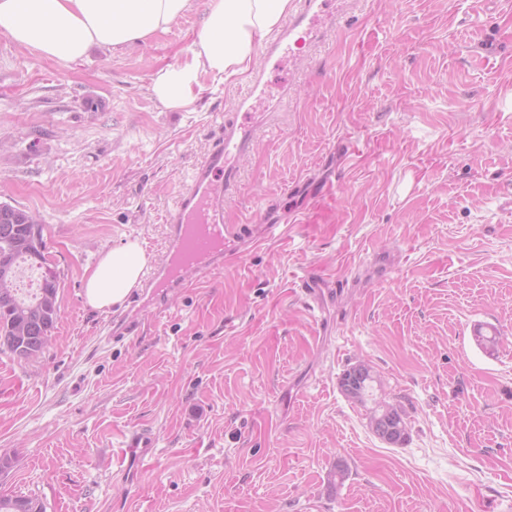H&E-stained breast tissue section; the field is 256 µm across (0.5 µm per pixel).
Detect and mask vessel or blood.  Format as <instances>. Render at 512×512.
<instances>
[{"label": "vessel or blood", "instance_id": "obj_1", "mask_svg": "<svg viewBox=\"0 0 512 512\" xmlns=\"http://www.w3.org/2000/svg\"><path fill=\"white\" fill-rule=\"evenodd\" d=\"M332 0H302L300 8L284 21L266 45V59L296 51L301 45L322 42L336 25ZM262 76H255L225 118L212 148L192 169L185 188L166 217L165 253L161 262L144 274L142 286L156 293L164 288L175 292L187 282L224 265V204L240 187L239 161L249 154L261 128L252 111V101L266 92ZM340 279L307 277L302 288L311 307H321L328 288H341Z\"/></svg>", "mask_w": 512, "mask_h": 512}]
</instances>
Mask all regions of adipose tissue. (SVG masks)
Here are the masks:
<instances>
[{
    "label": "adipose tissue",
    "mask_w": 512,
    "mask_h": 512,
    "mask_svg": "<svg viewBox=\"0 0 512 512\" xmlns=\"http://www.w3.org/2000/svg\"><path fill=\"white\" fill-rule=\"evenodd\" d=\"M192 0H0V34L16 45L64 64L92 47L116 48L166 32ZM293 0H207L202 27L182 62L158 70L151 83L167 108H188L202 78L229 83L255 63L263 40L291 11ZM147 264L138 240L105 253L84 275L85 301L104 312L123 304Z\"/></svg>",
    "instance_id": "ef3b65f1"
}]
</instances>
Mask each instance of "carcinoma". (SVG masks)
I'll return each instance as SVG.
<instances>
[{
  "instance_id": "cac0c4a2",
  "label": "carcinoma",
  "mask_w": 512,
  "mask_h": 512,
  "mask_svg": "<svg viewBox=\"0 0 512 512\" xmlns=\"http://www.w3.org/2000/svg\"><path fill=\"white\" fill-rule=\"evenodd\" d=\"M20 257L44 267L34 300L21 298L15 288V264ZM59 288V276L45 257L42 225L28 211L0 203V348L19 359L42 352L60 317ZM374 382L373 368L362 363L346 369L339 379L344 395L362 406L372 396ZM369 419L376 421L374 433L383 441L393 445L407 441L408 424L401 406L377 402ZM0 512H45V508L32 497L0 495Z\"/></svg>"
}]
</instances>
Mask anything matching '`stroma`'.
Segmentation results:
<instances>
[{
  "instance_id": "1",
  "label": "stroma",
  "mask_w": 512,
  "mask_h": 512,
  "mask_svg": "<svg viewBox=\"0 0 512 512\" xmlns=\"http://www.w3.org/2000/svg\"><path fill=\"white\" fill-rule=\"evenodd\" d=\"M204 9L68 65L0 34V203L42 224L61 309L42 353L0 350V493L46 512H512V0H353L319 47L266 66L256 111L297 95L240 162L223 268L160 308L93 310L86 270L135 238L160 257L247 88L203 79L187 110L152 96ZM373 259L310 310L306 273ZM358 362L406 411L405 444L341 392ZM138 429L155 446L133 462Z\"/></svg>"
}]
</instances>
